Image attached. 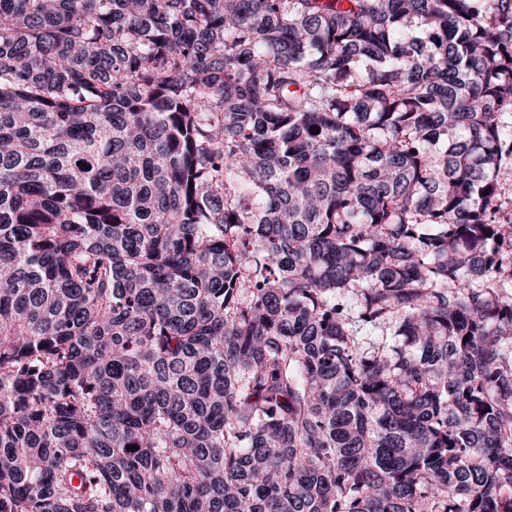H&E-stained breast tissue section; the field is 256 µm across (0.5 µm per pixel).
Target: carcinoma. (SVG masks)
I'll use <instances>...</instances> for the list:
<instances>
[{
    "label": "carcinoma",
    "instance_id": "1",
    "mask_svg": "<svg viewBox=\"0 0 512 512\" xmlns=\"http://www.w3.org/2000/svg\"><path fill=\"white\" fill-rule=\"evenodd\" d=\"M511 112L512 0H0V512H512Z\"/></svg>",
    "mask_w": 512,
    "mask_h": 512
}]
</instances>
